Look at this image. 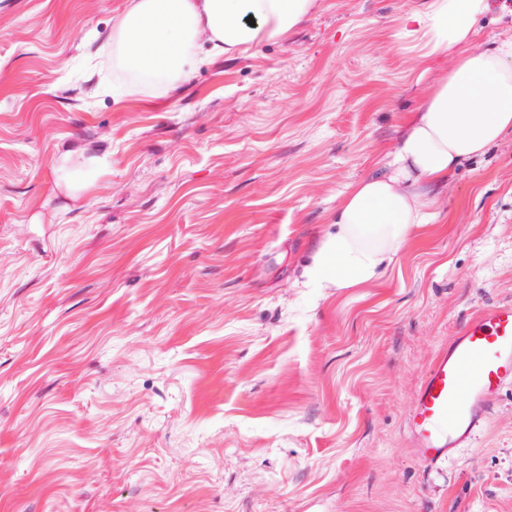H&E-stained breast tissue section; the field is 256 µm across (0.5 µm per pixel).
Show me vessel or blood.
<instances>
[{"label":"vessel or blood","instance_id":"obj_1","mask_svg":"<svg viewBox=\"0 0 512 512\" xmlns=\"http://www.w3.org/2000/svg\"><path fill=\"white\" fill-rule=\"evenodd\" d=\"M512 385V304L484 308L461 327L427 369L408 429L426 464L450 459L482 427L490 399Z\"/></svg>","mask_w":512,"mask_h":512}]
</instances>
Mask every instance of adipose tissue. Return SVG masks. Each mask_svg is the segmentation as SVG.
Returning <instances> with one entry per match:
<instances>
[{"mask_svg":"<svg viewBox=\"0 0 512 512\" xmlns=\"http://www.w3.org/2000/svg\"><path fill=\"white\" fill-rule=\"evenodd\" d=\"M318 7L319 0H126L109 48L125 69L171 83L196 65L199 41L212 56L244 53L286 38ZM491 10L492 0H428L403 16V37L450 65L392 149L344 193L303 271L306 285L378 280L415 228L431 223L449 175L512 134V33L487 48L476 44L477 24Z\"/></svg>","mask_w":512,"mask_h":512,"instance_id":"1","label":"adipose tissue"}]
</instances>
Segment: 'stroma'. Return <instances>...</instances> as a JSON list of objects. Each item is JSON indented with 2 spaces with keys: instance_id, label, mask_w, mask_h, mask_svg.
Returning <instances> with one entry per match:
<instances>
[{
  "instance_id": "obj_1",
  "label": "stroma",
  "mask_w": 512,
  "mask_h": 512,
  "mask_svg": "<svg viewBox=\"0 0 512 512\" xmlns=\"http://www.w3.org/2000/svg\"><path fill=\"white\" fill-rule=\"evenodd\" d=\"M322 0L174 89L97 57L124 0H0V512H512V386L429 466L405 422L512 303V136L374 283L303 284L347 187L448 68ZM92 144L105 172L56 184Z\"/></svg>"
}]
</instances>
